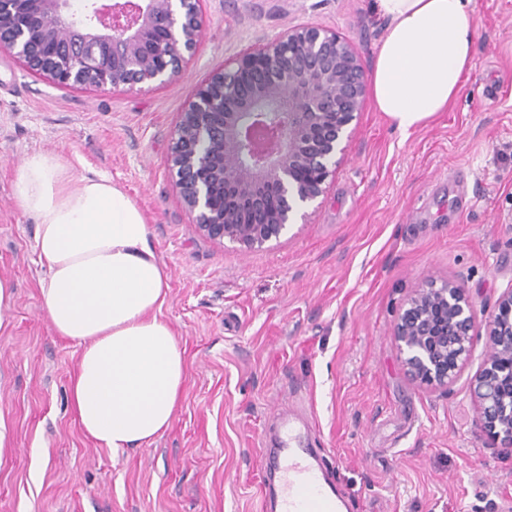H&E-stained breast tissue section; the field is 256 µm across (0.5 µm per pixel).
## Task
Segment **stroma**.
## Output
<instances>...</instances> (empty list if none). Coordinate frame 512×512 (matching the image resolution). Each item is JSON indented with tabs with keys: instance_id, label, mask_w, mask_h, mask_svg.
Returning <instances> with one entry per match:
<instances>
[{
	"instance_id": "35a3bbf8",
	"label": "stroma",
	"mask_w": 512,
	"mask_h": 512,
	"mask_svg": "<svg viewBox=\"0 0 512 512\" xmlns=\"http://www.w3.org/2000/svg\"><path fill=\"white\" fill-rule=\"evenodd\" d=\"M474 69L448 111L402 134L372 103L308 223L247 250L204 236L167 169L193 87L282 29H336L371 66V0H205L182 80L138 94L62 88L0 54V512H262L273 412L311 405L312 436L354 512H512V459L475 424V336L448 389L405 373L392 329L428 278L477 312L512 287V0H473ZM109 176L142 212L169 271L160 315L185 350L171 426L115 454L72 410L78 347L46 318L36 226L14 201L26 157Z\"/></svg>"
}]
</instances>
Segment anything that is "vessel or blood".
<instances>
[{
  "label": "vessel or blood",
  "instance_id": "vessel-or-blood-1",
  "mask_svg": "<svg viewBox=\"0 0 512 512\" xmlns=\"http://www.w3.org/2000/svg\"><path fill=\"white\" fill-rule=\"evenodd\" d=\"M275 419L279 442L266 454L264 466L279 478L278 512H350L351 503L337 495L335 482L317 459L307 419L292 413L276 414Z\"/></svg>",
  "mask_w": 512,
  "mask_h": 512
}]
</instances>
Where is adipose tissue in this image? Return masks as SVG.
Here are the masks:
<instances>
[{
    "label": "adipose tissue",
    "mask_w": 512,
    "mask_h": 512,
    "mask_svg": "<svg viewBox=\"0 0 512 512\" xmlns=\"http://www.w3.org/2000/svg\"><path fill=\"white\" fill-rule=\"evenodd\" d=\"M471 0H374L385 35L370 72L372 103L400 132L447 111L473 68ZM37 226L47 268L42 307L80 349L70 383L84 433L112 451L151 444L171 424L184 351L159 317L169 273L131 197L103 175L72 181L48 152L27 157L13 187Z\"/></svg>",
    "instance_id": "adipose-tissue-1"
}]
</instances>
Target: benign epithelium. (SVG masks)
Wrapping results in <instances>:
<instances>
[{"mask_svg":"<svg viewBox=\"0 0 512 512\" xmlns=\"http://www.w3.org/2000/svg\"><path fill=\"white\" fill-rule=\"evenodd\" d=\"M204 0H0V53L62 87L143 92L178 80L206 34ZM367 96L353 45L328 27H288L199 83L167 166L191 223L208 238L261 248L327 193ZM475 305L429 280L393 329L408 376L446 388L469 356ZM488 352L472 392L477 429L512 457V289L485 316Z\"/></svg>","mask_w":512,"mask_h":512,"instance_id":"7a95c632","label":"benign epithelium"}]
</instances>
